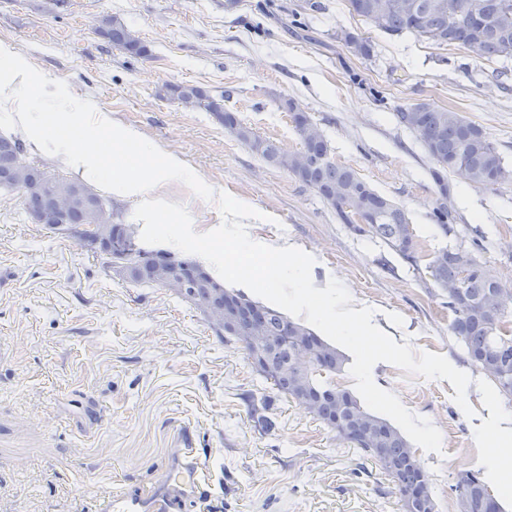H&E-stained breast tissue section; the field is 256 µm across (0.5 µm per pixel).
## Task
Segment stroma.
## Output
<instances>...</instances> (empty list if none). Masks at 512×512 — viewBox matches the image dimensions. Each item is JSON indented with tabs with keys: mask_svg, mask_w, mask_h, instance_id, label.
<instances>
[{
	"mask_svg": "<svg viewBox=\"0 0 512 512\" xmlns=\"http://www.w3.org/2000/svg\"><path fill=\"white\" fill-rule=\"evenodd\" d=\"M0 0V39L33 55L60 84L93 94L146 139L179 153L225 202L259 217L257 248L284 243L314 258L311 274L335 278L389 321L397 343L442 354L471 378L467 417L446 380H427L380 362L372 378L442 433V453L418 451L438 512H458L459 474L481 472L512 512L485 460L482 431L512 415V399L466 357L448 326L447 295L427 265L460 245L512 288V181L489 191L449 176L448 198L434 164L399 108L426 101L486 131L512 169V60L489 63L409 34L391 35L351 15L345 0ZM115 18L147 45L149 58L112 47L97 29ZM369 38L370 57L343 35ZM195 85L256 135L289 151L302 147L282 99L307 112L332 161L352 167L402 205L417 242L409 263L378 238L352 231L288 171L268 164L209 112L164 97L169 84ZM454 234L435 226L440 201ZM185 224H153L141 245L179 240L199 260L203 229L225 227L195 205ZM265 408L273 421L253 417ZM191 448L204 479L199 501L180 512H401L393 485L316 416L279 393L241 347L225 344L194 305L163 288L106 273L70 238L32 223L18 193L0 190V512H98L126 490L162 488L179 449Z\"/></svg>",
	"mask_w": 512,
	"mask_h": 512,
	"instance_id": "obj_1",
	"label": "stroma"
}]
</instances>
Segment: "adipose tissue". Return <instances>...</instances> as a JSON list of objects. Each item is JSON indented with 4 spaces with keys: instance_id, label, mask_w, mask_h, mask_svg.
Wrapping results in <instances>:
<instances>
[{
    "instance_id": "obj_1",
    "label": "adipose tissue",
    "mask_w": 512,
    "mask_h": 512,
    "mask_svg": "<svg viewBox=\"0 0 512 512\" xmlns=\"http://www.w3.org/2000/svg\"><path fill=\"white\" fill-rule=\"evenodd\" d=\"M0 112L31 153L50 157L79 178L98 182L105 192L125 200L136 224L157 223L174 202L175 186L193 188V200L208 206L219 223L234 225L214 243L210 263L222 274L224 262L248 246L252 213L244 203L225 204L222 194L195 181L178 153L147 144L137 127L121 123L95 97L62 86L36 60L0 40ZM495 448L497 478L512 486V420L500 418L485 431Z\"/></svg>"
}]
</instances>
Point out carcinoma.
I'll use <instances>...</instances> for the list:
<instances>
[{"instance_id": "carcinoma-1", "label": "carcinoma", "mask_w": 512, "mask_h": 512, "mask_svg": "<svg viewBox=\"0 0 512 512\" xmlns=\"http://www.w3.org/2000/svg\"><path fill=\"white\" fill-rule=\"evenodd\" d=\"M349 12L390 34L408 33L438 46L467 49L476 44L480 57L492 60L512 58V0H413L414 8L404 10L396 0H385L384 12H378L380 0H346ZM100 36L131 57L149 55L147 47L123 23L105 20L98 29ZM346 43L361 56L370 55L368 38L348 32ZM166 95L180 103L194 105L214 114L224 129L247 143L270 164L284 168L312 188L335 211L344 224L352 223L338 198L341 191L354 196L368 216L370 227L365 231L383 240L392 250L409 261H416L415 242L404 208L377 192L351 167L330 160V148L324 136L307 135L312 123L307 113L292 109V100H283L281 107L291 113L308 165L298 169L283 156V148L274 140L262 139L243 125L238 117L224 110V98L208 95L192 85L173 84ZM400 125L417 127V137L425 152L435 163L434 180L439 184L442 202L434 217L446 235L454 231L447 224L448 189L445 176L455 174L468 184L495 190L501 182L498 174L505 168L497 147L483 128L449 109L418 102L396 113ZM20 149L18 140L0 135V175L6 173L5 162ZM32 178L45 183L65 182L89 194L73 210L66 227L50 231L71 237L74 229L85 237L96 233L90 226L89 204L108 202L92 186L80 180L59 177L38 164L30 165ZM29 212L45 210L50 198L43 192L20 195ZM174 268H200V265L167 250L144 247L129 253H102L104 269L136 284L159 287L153 262L159 256ZM434 283L448 295L453 318L449 330L462 344L469 360L495 384L499 392L512 398V383H505L490 371L492 365H506L512 370V336L494 326L496 312L482 306L491 298L498 281L486 263L475 255L468 269L462 268L461 251L445 246L438 250L428 265ZM183 299L204 309L211 302L226 307V323L216 329L227 343L242 345L247 358L276 389L330 426L336 435L353 444L375 460L390 478L399 497L402 512H436V503L425 479L424 471L406 436L387 419L368 409L354 394L340 389L328 377L342 371L346 355L333 343L317 335L309 326L289 318L281 310L252 299L244 293L228 289L224 282L205 274L200 286ZM308 347L316 353L315 365L306 373L294 369L296 350ZM459 512H503L499 500L490 494L478 472L458 476L453 485Z\"/></svg>"}]
</instances>
